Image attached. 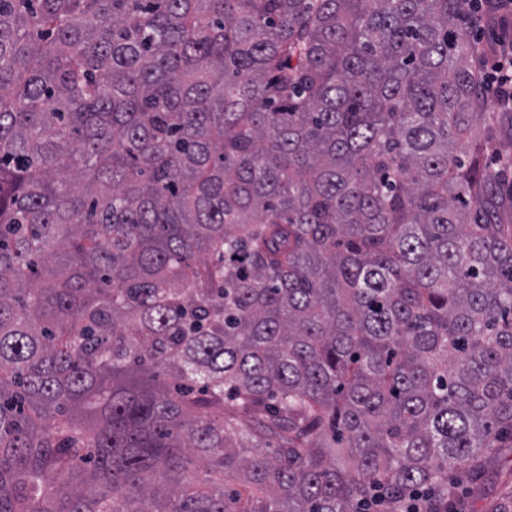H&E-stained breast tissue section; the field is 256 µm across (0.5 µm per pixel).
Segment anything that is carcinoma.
Listing matches in <instances>:
<instances>
[{
  "mask_svg": "<svg viewBox=\"0 0 512 512\" xmlns=\"http://www.w3.org/2000/svg\"><path fill=\"white\" fill-rule=\"evenodd\" d=\"M468 2L0 0V512H448L512 440Z\"/></svg>",
  "mask_w": 512,
  "mask_h": 512,
  "instance_id": "obj_1",
  "label": "carcinoma"
}]
</instances>
